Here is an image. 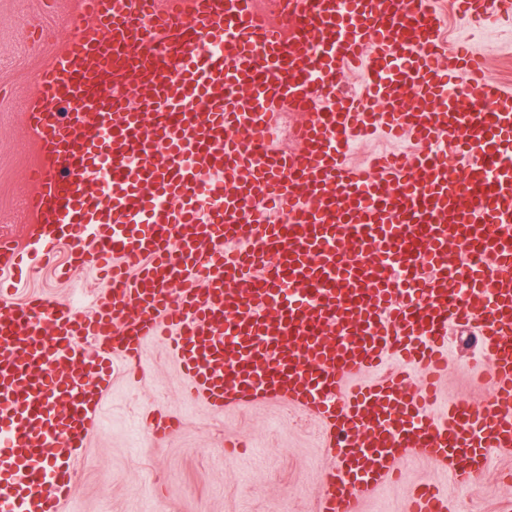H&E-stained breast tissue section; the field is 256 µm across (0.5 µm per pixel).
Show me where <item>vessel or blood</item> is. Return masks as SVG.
<instances>
[{
    "label": "vessel or blood",
    "instance_id": "1",
    "mask_svg": "<svg viewBox=\"0 0 512 512\" xmlns=\"http://www.w3.org/2000/svg\"><path fill=\"white\" fill-rule=\"evenodd\" d=\"M452 4L473 25L512 21V0ZM269 5L80 0L90 28L37 72L34 238L66 246L59 277L101 259L112 275L89 311L0 289V512H60L113 360L157 337L192 397H280L322 424L335 463L318 512H356L409 453L464 485L488 449L512 450V88L443 38L434 0ZM457 78L484 111L450 95ZM379 131L411 149L353 165ZM23 257L1 239L0 277ZM300 286L316 297L286 301ZM454 326L493 390L430 417L402 371H444ZM393 356L401 370H384ZM413 512L447 501L422 483Z\"/></svg>",
    "mask_w": 512,
    "mask_h": 512
}]
</instances>
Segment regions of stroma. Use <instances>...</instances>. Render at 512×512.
Here are the masks:
<instances>
[{"mask_svg": "<svg viewBox=\"0 0 512 512\" xmlns=\"http://www.w3.org/2000/svg\"><path fill=\"white\" fill-rule=\"evenodd\" d=\"M449 15L445 36L469 39L484 56L490 77L512 87V28L470 26L453 17L451 0H438ZM77 0H0V238L27 244L33 224L26 201L37 189L29 171L41 164L36 135L21 106L34 94L36 72L50 47L74 40L62 22ZM98 269L59 281L37 265L16 279L14 299L43 293L89 303L102 293ZM447 369L438 392L449 402L480 403L492 381L473 336L453 328ZM189 380L166 345L145 344L141 369L112 370L111 392L99 409L72 495L63 512H317L322 476L332 463L321 426L281 398L234 408L188 396ZM166 411L180 418L165 438L148 434L142 415ZM428 480L449 497L450 512H512V452L493 450L490 465L470 485L454 489L434 460L413 455L358 503V512H407L415 484Z\"/></svg>", "mask_w": 512, "mask_h": 512, "instance_id": "1", "label": "stroma"}]
</instances>
